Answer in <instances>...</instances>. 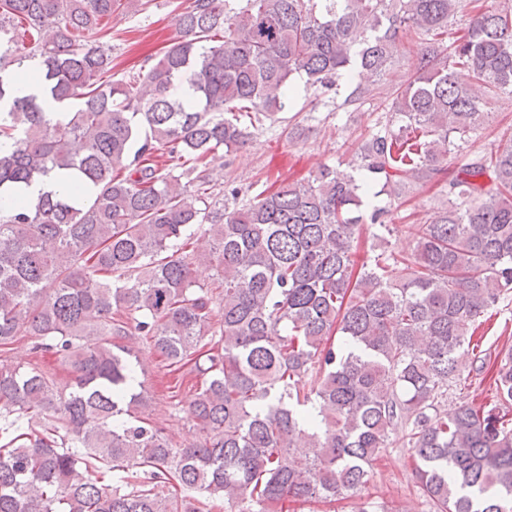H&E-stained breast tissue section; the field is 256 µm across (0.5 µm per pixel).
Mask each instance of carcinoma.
<instances>
[{
	"label": "carcinoma",
	"mask_w": 512,
	"mask_h": 512,
	"mask_svg": "<svg viewBox=\"0 0 512 512\" xmlns=\"http://www.w3.org/2000/svg\"><path fill=\"white\" fill-rule=\"evenodd\" d=\"M503 2L193 0L146 73L105 80L125 0H0V191L53 172L90 188L0 208V352L28 336L72 373L0 363V512H273L366 488L397 429L432 512H512V349L473 342L512 293V138L463 154L488 105L512 97ZM415 44L419 65L378 105L386 123L352 172L213 200L203 163L249 139L242 117L284 111L297 76L327 91L354 68L380 77ZM28 58L55 101H77L67 122L13 95L4 61ZM372 96L358 85L344 104ZM449 168L448 203L408 225L411 253L356 266L361 225L395 232L375 199ZM201 260L211 286L193 276ZM136 335L201 377L186 409L197 444L145 417L138 357L119 344ZM489 372L484 399L442 410Z\"/></svg>",
	"instance_id": "1"
}]
</instances>
